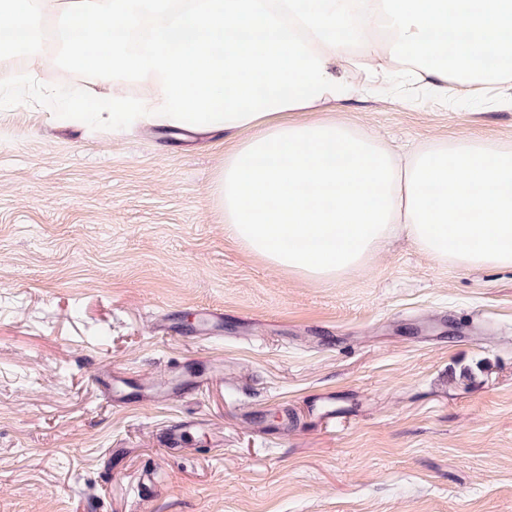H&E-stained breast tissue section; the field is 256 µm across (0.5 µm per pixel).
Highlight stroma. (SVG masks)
Wrapping results in <instances>:
<instances>
[{"label": "stroma", "mask_w": 512, "mask_h": 512, "mask_svg": "<svg viewBox=\"0 0 512 512\" xmlns=\"http://www.w3.org/2000/svg\"><path fill=\"white\" fill-rule=\"evenodd\" d=\"M8 64L0 512H512V268L437 262L400 234L341 280L289 276L224 224L214 182L235 138L67 123L46 92L92 104L98 82ZM332 115L394 148L512 145L511 109L409 84ZM205 306L223 337L161 331ZM214 359L201 392L159 405L109 406L95 380L111 366L133 394ZM183 415L204 425L166 455L160 434Z\"/></svg>", "instance_id": "obj_1"}]
</instances>
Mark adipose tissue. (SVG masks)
Listing matches in <instances>:
<instances>
[{
  "label": "adipose tissue",
  "instance_id": "obj_1",
  "mask_svg": "<svg viewBox=\"0 0 512 512\" xmlns=\"http://www.w3.org/2000/svg\"><path fill=\"white\" fill-rule=\"evenodd\" d=\"M50 10L58 59L106 86L139 75L160 87L147 103L106 93L86 121L238 136L215 194L232 236L275 267L335 279L400 230L437 261L512 267V145L462 139L401 158L308 117L393 70L445 104L512 89V0H0V24L26 33L0 59L40 58ZM77 23L93 33L78 48ZM450 56L467 78H450Z\"/></svg>",
  "mask_w": 512,
  "mask_h": 512
}]
</instances>
